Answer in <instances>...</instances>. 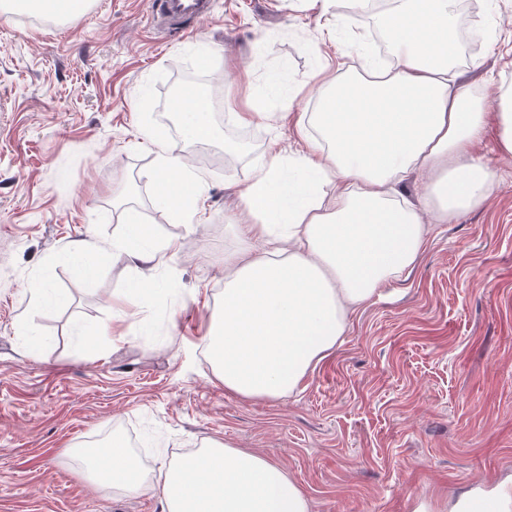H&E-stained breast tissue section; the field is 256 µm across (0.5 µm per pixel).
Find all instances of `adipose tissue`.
I'll use <instances>...</instances> for the list:
<instances>
[{
  "instance_id": "obj_1",
  "label": "adipose tissue",
  "mask_w": 512,
  "mask_h": 512,
  "mask_svg": "<svg viewBox=\"0 0 512 512\" xmlns=\"http://www.w3.org/2000/svg\"><path fill=\"white\" fill-rule=\"evenodd\" d=\"M456 0H399L376 19L389 34L393 65L363 59L355 79L324 78L319 109L306 121L318 132L293 159L272 150L255 163L240 198L235 251L224 257V294L206 350L226 392L249 401L299 391L330 355L351 315L421 257L425 216L439 221L486 203L496 173L473 153L487 125L498 152L512 159V88L488 81L482 93L457 85ZM209 92L195 87L182 104L183 137H216ZM422 174L424 208L396 187ZM159 200L174 219L194 211L200 179L169 143L155 167ZM335 183L332 193L323 184ZM112 253L135 266L175 258L128 209ZM101 491L148 494L162 512H310L311 501L287 469L227 442L212 441L178 461L142 469L120 438L94 451Z\"/></svg>"
}]
</instances>
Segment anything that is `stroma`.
Segmentation results:
<instances>
[{
	"label": "stroma",
	"mask_w": 512,
	"mask_h": 512,
	"mask_svg": "<svg viewBox=\"0 0 512 512\" xmlns=\"http://www.w3.org/2000/svg\"><path fill=\"white\" fill-rule=\"evenodd\" d=\"M473 3L483 37L463 43L459 80L510 85L512 0ZM348 8L211 0L184 37L155 25L148 0H89L63 21L0 12V512H161L97 491L77 450L115 435L154 463L212 440L250 449L287 469L311 512H464L512 488V160L493 138L474 148L496 173L490 200L429 225L419 261L352 316L304 390L240 400L206 355L239 188L270 142L301 149L295 117L319 107L321 61L361 72L372 25ZM186 75L215 82L220 112L214 142L182 143L206 191L177 222L145 134L181 143L170 88ZM255 102L283 120L236 123ZM130 207L177 257L136 268L107 255L85 287L64 255L107 246ZM137 275L163 294L128 296ZM35 277L63 304L39 303Z\"/></svg>",
	"instance_id": "obj_1"
}]
</instances>
